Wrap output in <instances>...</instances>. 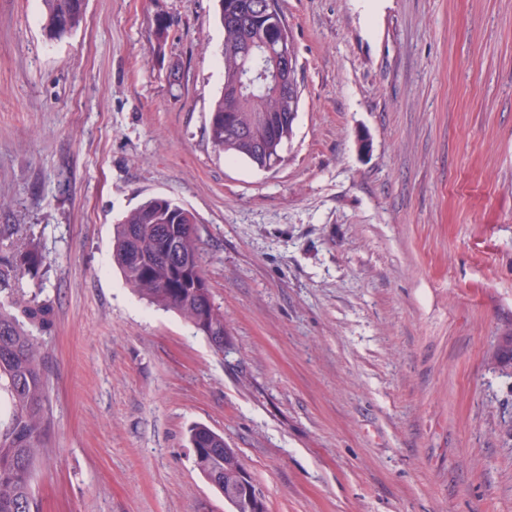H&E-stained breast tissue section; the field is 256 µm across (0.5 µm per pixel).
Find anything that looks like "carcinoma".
I'll use <instances>...</instances> for the list:
<instances>
[{
  "label": "carcinoma",
  "mask_w": 512,
  "mask_h": 512,
  "mask_svg": "<svg viewBox=\"0 0 512 512\" xmlns=\"http://www.w3.org/2000/svg\"><path fill=\"white\" fill-rule=\"evenodd\" d=\"M83 0H42L45 28L52 38L79 30L85 22ZM224 27V88L210 110L209 136L216 150L266 169L281 161L293 133L301 91L288 96V82L238 89L241 44H277L291 39L280 0H219ZM248 132L229 135L232 127ZM193 213L167 196H153L130 210L116 226L113 259L127 284L150 303L172 309L193 325L211 330L207 337L224 351V312L212 300L200 260ZM44 257L35 247L0 258V512H37L32 474L47 447L48 360L38 333L53 323V303L17 287L38 275ZM194 464L208 481L241 467L224 437L206 426L189 430ZM216 481V480H214ZM224 489L221 481L214 484Z\"/></svg>",
  "instance_id": "carcinoma-1"
}]
</instances>
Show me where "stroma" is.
Segmentation results:
<instances>
[{
	"label": "stroma",
	"instance_id": "35a3bbf8",
	"mask_svg": "<svg viewBox=\"0 0 512 512\" xmlns=\"http://www.w3.org/2000/svg\"><path fill=\"white\" fill-rule=\"evenodd\" d=\"M283 0L282 162L209 139L217 0H87L46 37L0 0V256L54 305L41 512H230L187 430L268 512H512V0ZM164 35H157L159 23ZM194 213L224 350L134 293L115 224ZM188 444L193 454L195 467L215 489L224 490V500L229 505L236 508V498L242 491L253 494V490L248 484L251 481L247 470L240 472L241 479L237 485H230L225 488L221 484V475H219L217 481L214 480L215 474H220L225 470L224 482H228L234 477L232 467H244L233 448H227L224 444L223 436L206 426H194L189 430ZM224 462L228 469L224 468Z\"/></svg>",
	"mask_w": 512,
	"mask_h": 512
}]
</instances>
